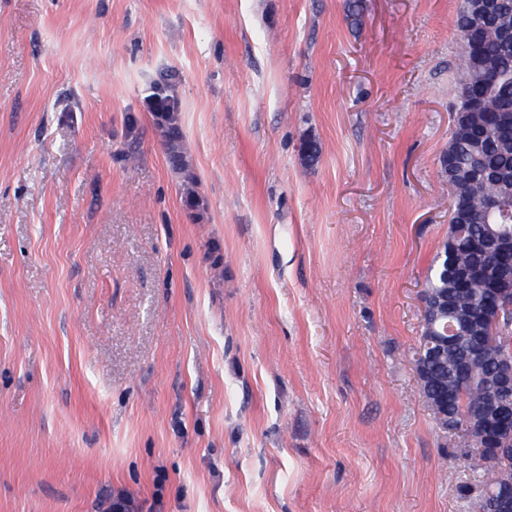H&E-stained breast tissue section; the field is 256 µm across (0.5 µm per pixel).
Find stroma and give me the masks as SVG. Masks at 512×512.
<instances>
[{
	"label": "stroma",
	"instance_id": "obj_1",
	"mask_svg": "<svg viewBox=\"0 0 512 512\" xmlns=\"http://www.w3.org/2000/svg\"><path fill=\"white\" fill-rule=\"evenodd\" d=\"M458 6L0 0V512H469L413 369Z\"/></svg>",
	"mask_w": 512,
	"mask_h": 512
}]
</instances>
